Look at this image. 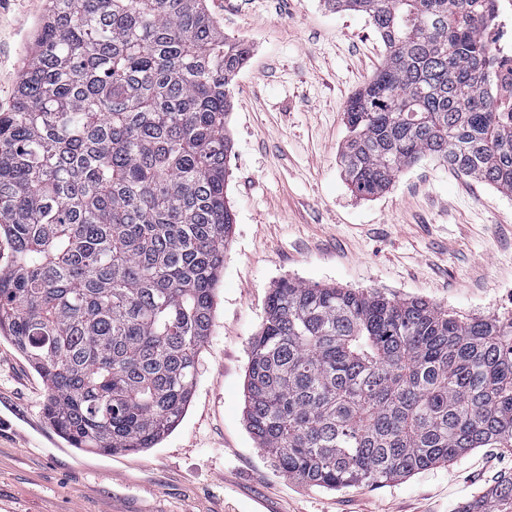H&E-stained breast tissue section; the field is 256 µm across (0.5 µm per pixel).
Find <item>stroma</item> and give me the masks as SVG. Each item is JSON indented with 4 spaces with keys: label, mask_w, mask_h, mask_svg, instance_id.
I'll return each instance as SVG.
<instances>
[{
    "label": "stroma",
    "mask_w": 512,
    "mask_h": 512,
    "mask_svg": "<svg viewBox=\"0 0 512 512\" xmlns=\"http://www.w3.org/2000/svg\"><path fill=\"white\" fill-rule=\"evenodd\" d=\"M249 59L235 79L226 201L235 222L193 398L156 447L100 455L46 421L40 376L0 339V512H459L512 482V453L476 448L381 488L283 476L244 418L250 343L284 278L419 297L461 316L512 312V196L436 158L383 194L353 193L339 162L349 98L385 46L324 0H209ZM46 0H0V109L14 98Z\"/></svg>",
    "instance_id": "obj_1"
}]
</instances>
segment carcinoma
Listing matches in <instances>:
<instances>
[{
    "label": "carcinoma",
    "mask_w": 512,
    "mask_h": 512,
    "mask_svg": "<svg viewBox=\"0 0 512 512\" xmlns=\"http://www.w3.org/2000/svg\"><path fill=\"white\" fill-rule=\"evenodd\" d=\"M497 0H328L386 48L340 148L362 197L437 157L512 195ZM248 52L207 0H48L0 112V335L71 446L156 447L209 336L232 213L233 82ZM245 421L306 486L379 488L474 448L512 451V313L282 279L250 344ZM512 485L463 512H502Z\"/></svg>",
    "instance_id": "carcinoma-1"
}]
</instances>
